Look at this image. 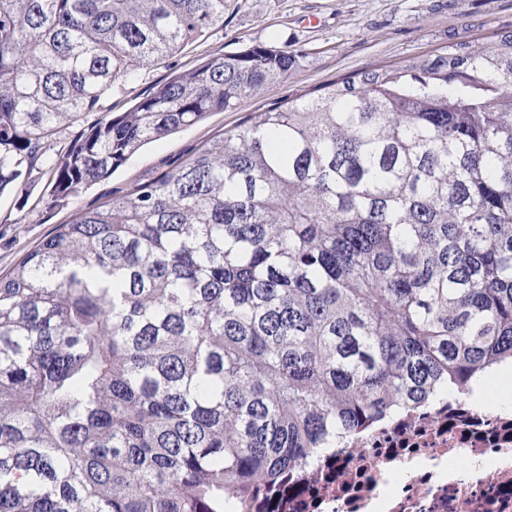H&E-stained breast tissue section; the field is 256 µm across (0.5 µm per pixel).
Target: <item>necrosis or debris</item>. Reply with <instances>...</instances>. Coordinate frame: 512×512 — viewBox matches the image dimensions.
<instances>
[{
    "label": "necrosis or debris",
    "instance_id": "4bbe7bcc",
    "mask_svg": "<svg viewBox=\"0 0 512 512\" xmlns=\"http://www.w3.org/2000/svg\"><path fill=\"white\" fill-rule=\"evenodd\" d=\"M235 512H512V396L406 406L240 498Z\"/></svg>",
    "mask_w": 512,
    "mask_h": 512
}]
</instances>
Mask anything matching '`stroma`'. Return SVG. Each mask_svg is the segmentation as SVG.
I'll use <instances>...</instances> for the list:
<instances>
[{
  "instance_id": "obj_1",
  "label": "stroma",
  "mask_w": 512,
  "mask_h": 512,
  "mask_svg": "<svg viewBox=\"0 0 512 512\" xmlns=\"http://www.w3.org/2000/svg\"><path fill=\"white\" fill-rule=\"evenodd\" d=\"M507 33H512V0H225L222 25L187 44L167 66L145 69L130 83L116 82L108 106L124 111L133 95L164 80L170 67L184 70L203 57L248 44L297 55L298 65L288 79L242 99L235 110L210 113L201 123L141 148L68 205L49 208L52 182L41 173L26 188L0 195V273L77 210L152 180L252 113L366 69L397 67L438 49L477 46Z\"/></svg>"
}]
</instances>
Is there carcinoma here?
I'll list each match as a JSON object with an SVG mask.
<instances>
[{
  "instance_id": "1",
  "label": "carcinoma",
  "mask_w": 512,
  "mask_h": 512,
  "mask_svg": "<svg viewBox=\"0 0 512 512\" xmlns=\"http://www.w3.org/2000/svg\"><path fill=\"white\" fill-rule=\"evenodd\" d=\"M222 22L224 0H0V194L44 171L65 201L297 66L245 46L103 111ZM510 362L512 34L258 112L1 275L0 512H224ZM101 112L96 114H91L84 119H81L79 122L71 124L63 129L60 136L57 138L52 150L50 151L52 154L64 153L70 147V145L74 142V140L78 137L81 129L86 126L88 123L94 121L99 116H101Z\"/></svg>"
}]
</instances>
